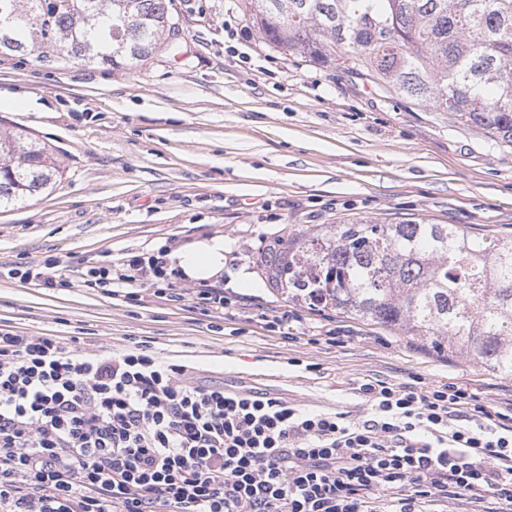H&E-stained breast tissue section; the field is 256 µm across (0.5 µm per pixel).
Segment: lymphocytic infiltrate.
I'll use <instances>...</instances> for the list:
<instances>
[{"label": "lymphocytic infiltrate", "mask_w": 512, "mask_h": 512, "mask_svg": "<svg viewBox=\"0 0 512 512\" xmlns=\"http://www.w3.org/2000/svg\"><path fill=\"white\" fill-rule=\"evenodd\" d=\"M169 246L69 276L22 277L232 314L223 289H177ZM344 424L260 390L203 383L149 341L115 349L0 329V512H512V413L453 385L364 380Z\"/></svg>", "instance_id": "obj_1"}]
</instances>
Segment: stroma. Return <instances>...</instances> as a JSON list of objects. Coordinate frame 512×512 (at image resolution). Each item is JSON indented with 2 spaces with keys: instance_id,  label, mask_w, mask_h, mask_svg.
Listing matches in <instances>:
<instances>
[{
  "instance_id": "stroma-1",
  "label": "stroma",
  "mask_w": 512,
  "mask_h": 512,
  "mask_svg": "<svg viewBox=\"0 0 512 512\" xmlns=\"http://www.w3.org/2000/svg\"><path fill=\"white\" fill-rule=\"evenodd\" d=\"M178 50L142 66H49L0 56V127L52 145L56 190L0 210V266L48 257L76 267L170 244L224 239L219 318L144 292L130 304L73 284L0 276V328L149 340L211 383L255 388L299 408L366 415L376 378L456 384L499 406L512 379L444 359L398 332L277 299L253 261L284 232L337 218L423 217L478 237H512V143L383 94L338 66L266 46L238 0H167ZM288 315V335L270 318Z\"/></svg>"
}]
</instances>
